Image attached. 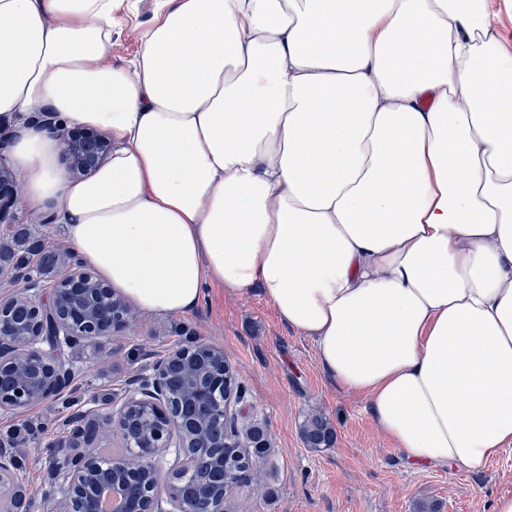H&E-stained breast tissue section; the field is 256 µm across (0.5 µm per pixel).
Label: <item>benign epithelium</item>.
<instances>
[{
  "label": "benign epithelium",
  "mask_w": 512,
  "mask_h": 512,
  "mask_svg": "<svg viewBox=\"0 0 512 512\" xmlns=\"http://www.w3.org/2000/svg\"><path fill=\"white\" fill-rule=\"evenodd\" d=\"M50 130L61 137L68 160V172L73 178L95 171L108 157L111 144L106 138L92 134L82 139L47 122ZM19 183L16 173L0 165V223L9 224L14 216ZM65 269L63 278L50 290L41 288L40 277L31 266L17 273L24 280V288L7 298L0 296V374L9 373L15 380L12 393L0 396L1 410H23L40 405L61 394L73 385L76 371L62 351V346L73 345L86 337L110 339L125 331L131 315L126 300L110 284L88 270L71 252L59 256ZM106 296L115 303L118 315L106 320L99 317V298ZM17 305H27L32 317L27 325L14 324L11 310ZM205 349L224 360V350L208 344L193 347H176L162 358L146 365L135 376L122 397L113 403L112 416L97 423L89 434L81 435L83 447L77 454L65 451L73 446L61 444L64 451L56 458V479L44 493L46 508L42 512H104L101 494L112 491L117 501L113 512H161L155 488L157 471L155 460L170 451L180 470L186 471L191 463L187 455L190 447H205L215 443L207 433L209 421L214 416L232 420L237 417L240 398L235 391L224 392V374H213L199 367L190 355ZM179 367L186 385V408L174 407L168 392L170 372ZM153 411L155 424L150 431V442L145 448L136 449L134 460L123 457L106 458L97 446L102 435H118L126 439L127 417L135 409ZM1 486H6L14 498H21L23 477L18 472L17 450L0 448ZM143 480L145 492L136 506L127 496V483ZM212 493L207 512H224V469L216 466L212 477L205 482ZM170 500L174 512H199L193 500L173 484Z\"/></svg>",
  "instance_id": "obj_1"
}]
</instances>
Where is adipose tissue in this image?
<instances>
[{"label": "adipose tissue", "mask_w": 512, "mask_h": 512, "mask_svg": "<svg viewBox=\"0 0 512 512\" xmlns=\"http://www.w3.org/2000/svg\"><path fill=\"white\" fill-rule=\"evenodd\" d=\"M0 0V130L29 208L139 310L260 289L408 463L512 448V54L488 0ZM99 131L57 165L44 124ZM123 19L112 27V60L133 61L142 45L144 33L155 20L158 0H126ZM46 124L51 131H54L53 133H57L63 140L68 167L64 149L58 157V165L66 175H68V169L69 175L73 178L88 175L95 171L104 163L111 151V144L104 136L92 134L82 139H76L70 137L65 129L62 130L56 127L51 121Z\"/></svg>", "instance_id": "obj_1"}]
</instances>
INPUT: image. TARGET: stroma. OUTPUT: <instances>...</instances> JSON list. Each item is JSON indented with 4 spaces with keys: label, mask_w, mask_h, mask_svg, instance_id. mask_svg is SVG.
Here are the masks:
<instances>
[{
    "label": "stroma",
    "mask_w": 512,
    "mask_h": 512,
    "mask_svg": "<svg viewBox=\"0 0 512 512\" xmlns=\"http://www.w3.org/2000/svg\"><path fill=\"white\" fill-rule=\"evenodd\" d=\"M158 0H127L120 24L112 28V59L133 61L144 33L155 20ZM17 219L0 224V293L20 290L14 278L29 239L56 252L69 246L59 221L18 201ZM194 342L222 348L235 367L243 393L239 421L267 425L272 454L248 484L234 489V512H418L439 503L440 512H491L498 497L512 496V448L474 475L460 467H413L379 431L362 400L344 392L321 369L314 343L288 328L270 301L252 290L237 295L208 288L191 313L135 311L129 329L112 339L84 338L69 351L82 376V397H96V418L112 413V401L147 363ZM76 406L49 401L13 415L0 413V444L11 445L7 429L27 432L17 463L26 500L41 512L52 479L57 441L69 439ZM324 414L336 431L330 448L313 451L301 440L305 416Z\"/></svg>",
    "instance_id": "stroma-1"
}]
</instances>
